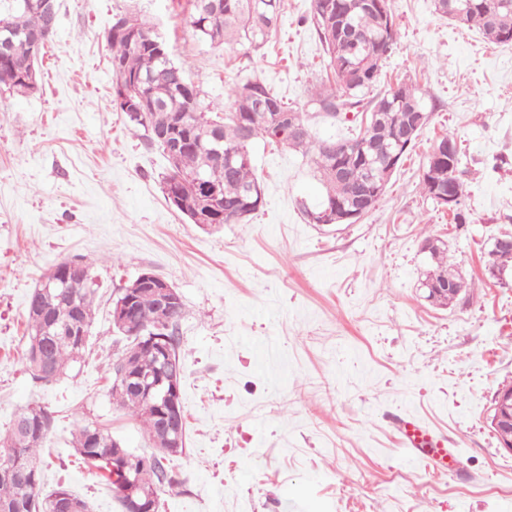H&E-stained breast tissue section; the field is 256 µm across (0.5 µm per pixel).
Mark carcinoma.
<instances>
[{"label": "carcinoma", "mask_w": 512, "mask_h": 512, "mask_svg": "<svg viewBox=\"0 0 512 512\" xmlns=\"http://www.w3.org/2000/svg\"><path fill=\"white\" fill-rule=\"evenodd\" d=\"M26 0H13L11 11L0 13V87L17 94L27 91L15 81L14 66L41 55L45 44L55 32L56 23L50 22L39 9L25 5ZM187 23L195 36L210 44H239L260 47L276 31L283 0H219L218 8L211 0H190ZM435 9L457 23L472 26L494 43H507L512 38V0H435ZM137 39L115 32L106 37L111 48V65L127 64L140 84V94L147 100L148 111L136 113L134 106H126L123 91L112 83V102L123 112L127 122L144 131L146 142L166 152L155 137L153 127L166 126L174 132L173 139L182 142V148L169 163L163 179L165 197L180 192L194 201L215 190L232 206L223 211L218 224H239L263 205V199L254 192L261 185L253 158V146L259 139L301 149L312 153L323 186L321 202L305 210L307 218L331 206L341 209L352 206L357 199L378 181L383 174V161L375 156L368 164L362 160L361 141L369 137L380 146L394 144L396 134L413 128L418 138L426 122H418L419 113L427 112L421 95L399 85L382 94L370 95L381 74L383 64L396 44L398 30L391 13L370 5L368 0H312L310 22L324 47L333 70L334 87L316 95L312 100L319 113L334 118L336 113L351 111L376 112L378 120L370 130L359 131L343 138L350 144L347 153L338 155L331 149L334 139L313 142L309 125L302 112L288 104L263 80L255 78L242 85L225 90L230 110L219 115L201 107L200 89L186 77L184 70L172 57L160 55L155 42L161 36L147 22L136 19ZM369 65L365 80L351 85L336 73L338 65ZM241 150L245 158L231 163L212 160L209 151ZM461 153L450 159L432 161L427 158L422 184L426 195L434 198L435 184H448V170L459 169ZM199 173L203 183L193 184L188 177ZM429 254L434 261L426 280L444 281L457 276L448 264V249L436 241ZM95 284L77 288L69 300L51 302V314L59 330L52 336L40 335L32 321H27V349L25 367L37 372L35 345H40L58 375L66 373L78 361L85 349L77 348V337L65 332L74 319L71 303H76L90 315H95ZM135 305L144 332L154 329L158 317V303L147 290L137 297ZM158 366L157 353L149 347L139 350L136 370L149 373ZM112 399L123 409L137 416L153 447H158L156 407L148 400H135L128 395L111 391ZM29 422L36 429L53 420L47 407L32 404L17 414L5 434H0V509L4 512H53L52 497L58 491H68L59 485L50 491L42 488V471L37 461V450L47 437L21 435L19 420ZM116 439L111 434L88 425L78 427L73 437L75 452L87 464L102 472V477L116 487L112 468L99 461L101 456H112ZM134 467L133 475L141 487L156 493L165 485H172L166 464L158 460L144 463V457L128 454Z\"/></svg>", "instance_id": "1"}]
</instances>
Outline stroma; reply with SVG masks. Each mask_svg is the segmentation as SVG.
<instances>
[{
    "label": "stroma",
    "instance_id": "stroma-1",
    "mask_svg": "<svg viewBox=\"0 0 512 512\" xmlns=\"http://www.w3.org/2000/svg\"><path fill=\"white\" fill-rule=\"evenodd\" d=\"M389 5L399 37L383 81L417 88L430 115L375 208L354 224L309 223L305 208L324 194L313 162L261 141L260 210L243 224H193L161 191L164 155L112 102L106 30L119 14L150 21L210 110L258 77L316 139L341 138L351 122L309 103L332 77L311 0H285L257 51L199 41L185 0H57L38 91L0 89V431L27 404L53 411L44 489L61 483L92 512H121L76 455L78 426L152 452L108 377L126 345L112 298L148 269L184 308L186 443L158 512H512V454L489 422L494 393L512 383V270L500 281L487 271L494 240L512 235V44L449 21L434 0ZM448 132L462 152L465 224L421 184ZM429 239L447 244L467 282L448 306L422 289ZM74 257L98 285L90 349L47 385L23 364L26 306L43 274ZM404 413L447 438L457 470L433 472L400 447L391 424Z\"/></svg>",
    "mask_w": 512,
    "mask_h": 512
}]
</instances>
